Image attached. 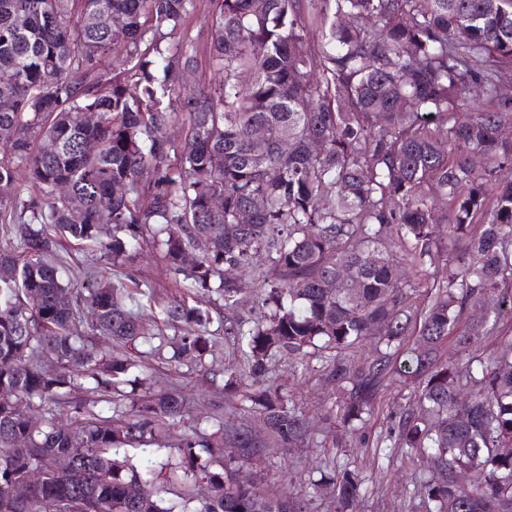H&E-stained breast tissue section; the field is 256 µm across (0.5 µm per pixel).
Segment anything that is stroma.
I'll return each instance as SVG.
<instances>
[{
  "instance_id": "35a3bbf8",
  "label": "stroma",
  "mask_w": 512,
  "mask_h": 512,
  "mask_svg": "<svg viewBox=\"0 0 512 512\" xmlns=\"http://www.w3.org/2000/svg\"><path fill=\"white\" fill-rule=\"evenodd\" d=\"M212 10L211 0H195L184 31L169 41L170 47L185 48L196 58V68L188 82L192 88L214 86L220 80L209 59ZM58 255L72 273L81 277L88 275L100 280L131 275L138 283L148 285L160 304L180 293V276L149 250L118 267L98 250H78L67 241L59 246ZM212 312L211 327L216 343L212 354L206 355L202 364L178 366L146 355L140 371L151 380L154 388L182 387L194 403V417L229 424L246 420L250 425H257V416H245L242 399L224 392V372L239 367V353L232 342L225 340L220 329L225 316L222 304H215ZM322 364V358L316 354L301 358L283 356L273 361L269 378L281 385L311 419V439L300 448H268L247 467L248 476L262 489L284 497L293 496L308 491L310 470L321 461L358 471L365 489L358 502V512H416L414 485L420 476L428 474L430 462L423 457L404 456L387 445L396 415L413 402L411 387L399 383L385 387L379 396V410L361 423L359 431L351 434L340 424L323 418L324 408L340 401L341 396L324 385Z\"/></svg>"
}]
</instances>
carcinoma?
<instances>
[{"instance_id": "cac0c4a2", "label": "carcinoma", "mask_w": 512, "mask_h": 512, "mask_svg": "<svg viewBox=\"0 0 512 512\" xmlns=\"http://www.w3.org/2000/svg\"><path fill=\"white\" fill-rule=\"evenodd\" d=\"M212 2L209 58L224 79L184 93L194 57L166 40L193 0H0V504L51 456L71 471L45 473L13 512H187L190 501L193 512H307V498L265 493L244 466L308 443V423L266 374L277 354L321 342L345 427L387 384L416 385L393 447L435 455L416 489L424 512H512V339L473 356L512 317V181L500 179L512 169V0ZM112 16L127 61L109 77ZM244 210L252 223H239ZM60 235L114 263L149 246L182 276L160 310L182 331L179 363L210 349L198 293L216 282L235 310L261 291L268 311L253 328L224 320L244 365L225 372L224 392H243L268 429L255 440L246 423L191 427L178 451L203 492L179 504L157 485L155 454L189 403L145 385L126 352L163 339L136 313L152 292L110 281L69 291ZM83 302L95 320L82 330ZM97 334L125 351L88 347ZM450 335L467 363L441 358ZM371 340L384 348L354 368L349 352ZM77 383L130 411L110 419L76 403L70 429L49 417L34 428L33 411ZM135 484L147 499L132 498ZM310 485L353 512L363 480L332 466Z\"/></svg>"}]
</instances>
